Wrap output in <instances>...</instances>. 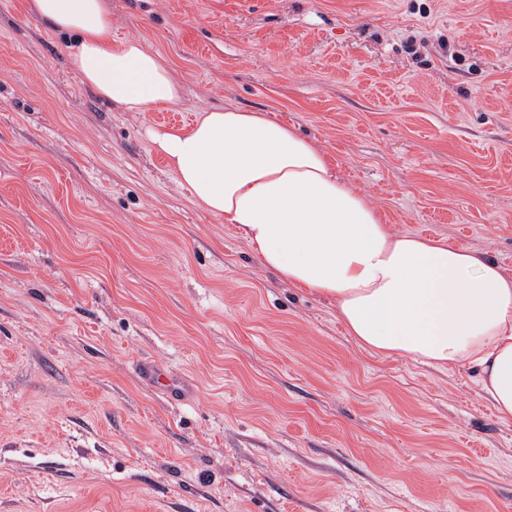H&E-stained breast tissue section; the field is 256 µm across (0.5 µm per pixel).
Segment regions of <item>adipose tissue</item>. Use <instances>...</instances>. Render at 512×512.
I'll list each match as a JSON object with an SVG mask.
<instances>
[{"mask_svg": "<svg viewBox=\"0 0 512 512\" xmlns=\"http://www.w3.org/2000/svg\"><path fill=\"white\" fill-rule=\"evenodd\" d=\"M29 12L73 36L69 65L102 100L127 112L180 102L165 59L137 38L113 42L105 0H32ZM145 133L193 202L280 280L330 302L361 349L474 369L512 420V275L476 251L393 232L323 151L266 113L208 108L193 126Z\"/></svg>", "mask_w": 512, "mask_h": 512, "instance_id": "obj_1", "label": "adipose tissue"}]
</instances>
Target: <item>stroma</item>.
<instances>
[{
    "instance_id": "obj_1",
    "label": "stroma",
    "mask_w": 512,
    "mask_h": 512,
    "mask_svg": "<svg viewBox=\"0 0 512 512\" xmlns=\"http://www.w3.org/2000/svg\"><path fill=\"white\" fill-rule=\"evenodd\" d=\"M29 2L0 0V512H512L476 374L359 348L145 136L267 113L394 231L512 274V0H107L184 88L147 112L84 86ZM139 372L143 379L166 394L170 400H179L186 395V389L183 386L150 363H140Z\"/></svg>"
}]
</instances>
